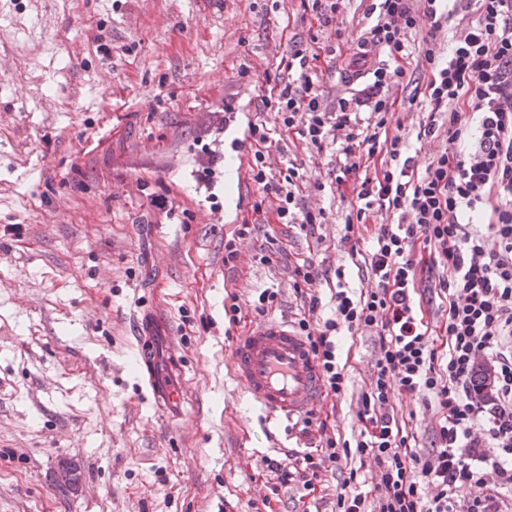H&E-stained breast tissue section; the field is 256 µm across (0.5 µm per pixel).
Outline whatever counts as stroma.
Wrapping results in <instances>:
<instances>
[{
    "instance_id": "1",
    "label": "stroma",
    "mask_w": 512,
    "mask_h": 512,
    "mask_svg": "<svg viewBox=\"0 0 512 512\" xmlns=\"http://www.w3.org/2000/svg\"><path fill=\"white\" fill-rule=\"evenodd\" d=\"M366 8L341 0L335 25L322 28L301 0H0V512H336L352 470L358 491L375 498L369 457L321 471L311 491L265 465L329 438L355 442L375 332L340 339L346 387L323 398L309 427L266 421L230 354L262 319L307 317L298 264H314L325 318L337 286L371 287L364 260L392 215L375 212L356 248L345 246L344 204L314 188L330 154L276 129L272 171L300 165L301 197L326 220L260 225L238 241L230 268L224 245L255 221L261 192L246 183L235 212L230 195L202 180L225 108L273 122L257 96L294 42L341 47L321 65L329 98L369 93L371 76L350 65L373 24ZM425 34L413 33L402 60L411 83L392 90L419 172L446 145L415 138L430 111ZM266 288L277 300L261 316L254 300ZM232 304L235 324L224 312ZM146 310L165 321L185 375L175 428L135 371L131 320ZM391 403L408 447L425 453L437 408ZM67 466L76 486L59 479Z\"/></svg>"
}]
</instances>
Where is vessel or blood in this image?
I'll return each instance as SVG.
<instances>
[{
    "label": "vessel or blood",
    "mask_w": 512,
    "mask_h": 512,
    "mask_svg": "<svg viewBox=\"0 0 512 512\" xmlns=\"http://www.w3.org/2000/svg\"><path fill=\"white\" fill-rule=\"evenodd\" d=\"M242 121L236 113L224 115V129L233 138L222 156L224 175L244 180L246 144L240 137ZM138 344L137 371L156 408L172 418L182 414L180 390L173 362L172 338L150 312L133 324ZM236 378L258 403L266 418L292 420L310 411L321 395L318 363L307 339L286 322L270 320L239 337L232 348Z\"/></svg>",
    "instance_id": "1"
}]
</instances>
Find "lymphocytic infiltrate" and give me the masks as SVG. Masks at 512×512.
I'll list each match as a JSON object with an SVG mask.
<instances>
[{"label":"lymphocytic infiltrate","mask_w":512,"mask_h":512,"mask_svg":"<svg viewBox=\"0 0 512 512\" xmlns=\"http://www.w3.org/2000/svg\"><path fill=\"white\" fill-rule=\"evenodd\" d=\"M449 1L463 2L373 0L366 13L375 23L359 40L398 59L420 23L430 25L421 50L431 70L426 90L432 111L448 112V138L423 173L414 171L406 136L384 134L393 107L389 90L407 76L402 66L375 68L366 100L341 97L329 105L319 84L317 41L297 42L286 72L258 96L259 111L274 113L307 146L335 153L326 181L314 188H332L349 202L344 242L372 209L397 217L377 233L368 258L371 289L357 297L337 288L335 315L325 320L317 315L318 297H311V315L298 323L326 392L336 396L345 387L337 337L367 329L379 337L374 382L358 413L369 430L356 445L330 439L319 455L303 458L315 473L354 453L373 457L377 512H502L500 497L512 491V0H473L476 24L443 57L436 33ZM248 130L251 179L277 223H324V211L300 204L296 164L270 177L266 123ZM378 155L380 171L360 175L363 163ZM421 276L448 295L444 357L431 346L415 298ZM394 392L428 396L439 409L426 453L408 450L388 411ZM462 486L474 491L463 502L454 497Z\"/></svg>","instance_id":"f902f5d3"}]
</instances>
